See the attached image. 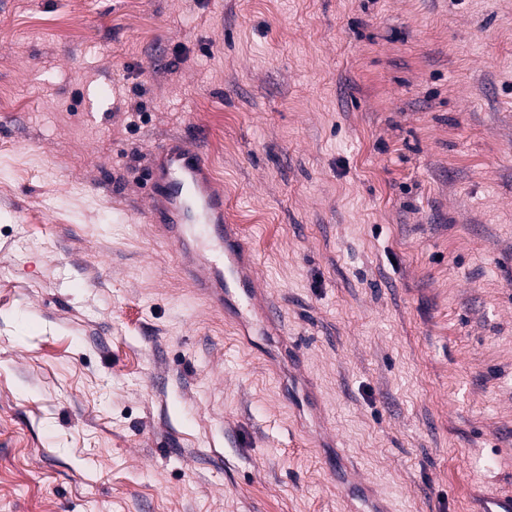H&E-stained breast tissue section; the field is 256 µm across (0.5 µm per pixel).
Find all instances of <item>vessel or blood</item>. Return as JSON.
<instances>
[{
    "label": "vessel or blood",
    "mask_w": 512,
    "mask_h": 512,
    "mask_svg": "<svg viewBox=\"0 0 512 512\" xmlns=\"http://www.w3.org/2000/svg\"><path fill=\"white\" fill-rule=\"evenodd\" d=\"M147 183V222L181 252L193 253L184 273L210 306L233 309L241 325L258 307L263 329L278 328L281 310L260 301L252 250L239 226L227 222L224 189L199 147L182 137L168 139L153 153Z\"/></svg>",
    "instance_id": "obj_1"
}]
</instances>
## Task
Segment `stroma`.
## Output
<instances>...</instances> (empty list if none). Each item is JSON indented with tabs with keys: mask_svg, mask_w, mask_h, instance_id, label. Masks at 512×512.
Returning <instances> with one entry per match:
<instances>
[{
	"mask_svg": "<svg viewBox=\"0 0 512 512\" xmlns=\"http://www.w3.org/2000/svg\"><path fill=\"white\" fill-rule=\"evenodd\" d=\"M173 136L278 336L143 219ZM508 495L512 0H0V512Z\"/></svg>",
	"mask_w": 512,
	"mask_h": 512,
	"instance_id": "obj_1",
	"label": "stroma"
}]
</instances>
